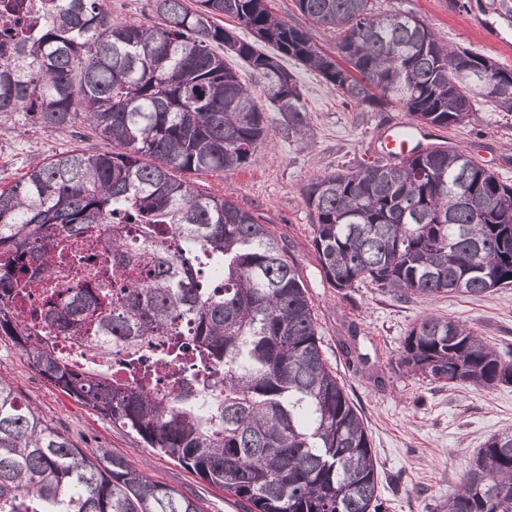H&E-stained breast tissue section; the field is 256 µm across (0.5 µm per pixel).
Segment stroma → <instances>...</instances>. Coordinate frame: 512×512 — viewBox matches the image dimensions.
Wrapping results in <instances>:
<instances>
[{"label": "stroma", "instance_id": "obj_1", "mask_svg": "<svg viewBox=\"0 0 512 512\" xmlns=\"http://www.w3.org/2000/svg\"><path fill=\"white\" fill-rule=\"evenodd\" d=\"M381 8L424 20L438 40L512 68V20L492 0H377ZM273 14L307 30L318 48L335 53V31L310 23L295 0H270ZM304 89L309 127L306 143L285 138L282 117L267 110V139L251 160L224 173H191L196 188L249 210L288 246L313 304L322 354L361 411L378 462L379 491L389 512H431L459 486L473 456L493 434L512 428V384L474 389L429 383L399 364L409 329L423 316L462 321L504 355L512 353V288L479 296L433 300L398 299L362 285L339 293L322 277L311 247L313 218L304 199L312 174L357 169L386 161L384 130L407 121L401 106L363 109L345 102L317 72L288 61ZM422 147L459 149L512 185V112L474 97L464 123L448 128L416 125ZM108 144L85 126L58 130L22 125L0 115V186H9L52 155L104 150ZM357 327L360 371L346 364L341 342L348 324ZM0 375L23 402L80 448H106L151 479L193 495L201 512H243L233 497L168 457L142 447L137 436L69 398L33 371L13 343L0 337Z\"/></svg>", "mask_w": 512, "mask_h": 512}]
</instances>
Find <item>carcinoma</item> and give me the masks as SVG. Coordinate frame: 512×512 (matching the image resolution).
I'll use <instances>...</instances> for the list:
<instances>
[{"label": "carcinoma", "mask_w": 512, "mask_h": 512, "mask_svg": "<svg viewBox=\"0 0 512 512\" xmlns=\"http://www.w3.org/2000/svg\"><path fill=\"white\" fill-rule=\"evenodd\" d=\"M340 31L332 55L268 0H153L158 22L112 19L107 0H0V114L89 127L112 151L70 150L0 188V336L65 395L238 498L246 512H386L360 412L330 370L308 289L287 246L246 209L181 178L247 163L265 116L224 60L245 62L304 141L303 87L286 57L358 104L401 105L448 127L473 95L512 112V69L441 44L420 18L376 0H295ZM248 29L244 41L218 23ZM276 49L269 55L257 47ZM224 48V54L213 46ZM492 82L484 91L472 74ZM325 280L397 298L512 288V185L466 153L415 151L394 164L317 174L305 189ZM106 255L65 281L72 240L93 227ZM112 264V290L95 283ZM58 292L23 314L42 284ZM96 361L69 362L42 323ZM119 343L124 378L108 369ZM430 382L509 383L467 325L425 315L400 351ZM172 388L157 387L161 376ZM0 512H200L194 498L106 448H78L0 378ZM433 512H512V429L492 435Z\"/></svg>", "instance_id": "carcinoma-1"}]
</instances>
